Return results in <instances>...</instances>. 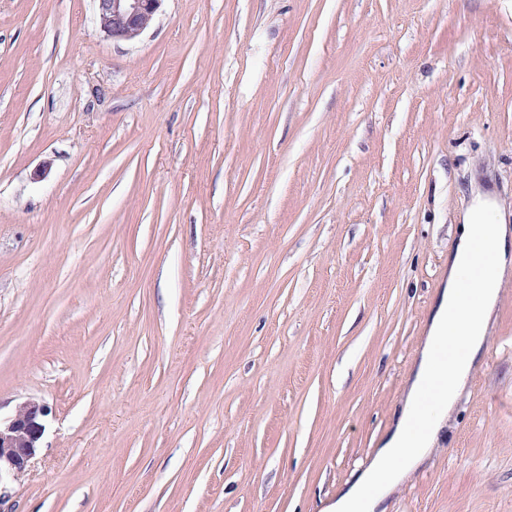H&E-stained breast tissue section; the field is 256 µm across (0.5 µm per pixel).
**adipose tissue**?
<instances>
[{
    "instance_id": "adipose-tissue-1",
    "label": "adipose tissue",
    "mask_w": 512,
    "mask_h": 512,
    "mask_svg": "<svg viewBox=\"0 0 512 512\" xmlns=\"http://www.w3.org/2000/svg\"><path fill=\"white\" fill-rule=\"evenodd\" d=\"M448 278L400 416L370 462L326 512H383L389 495L433 451L444 422L486 343L503 276L512 265V230L465 213Z\"/></svg>"
}]
</instances>
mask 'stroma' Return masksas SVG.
Segmentation results:
<instances>
[{"label": "stroma", "instance_id": "stroma-1", "mask_svg": "<svg viewBox=\"0 0 512 512\" xmlns=\"http://www.w3.org/2000/svg\"><path fill=\"white\" fill-rule=\"evenodd\" d=\"M481 187L512 0H0L6 512H323L392 429ZM388 512H512V267ZM100 31L112 41L134 42L154 22L163 0H93ZM47 406L37 400L19 404L7 420L0 417V507L7 498L2 493L3 475L17 480L29 470L44 434Z\"/></svg>", "mask_w": 512, "mask_h": 512}]
</instances>
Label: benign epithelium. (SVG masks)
Instances as JSON below:
<instances>
[{
  "label": "benign epithelium",
  "instance_id": "7a95c632",
  "mask_svg": "<svg viewBox=\"0 0 512 512\" xmlns=\"http://www.w3.org/2000/svg\"><path fill=\"white\" fill-rule=\"evenodd\" d=\"M100 31L114 41L134 42L154 22L163 0H93ZM47 406L37 400L19 404L0 419V479L16 480L29 470L44 434Z\"/></svg>",
  "mask_w": 512,
  "mask_h": 512
}]
</instances>
